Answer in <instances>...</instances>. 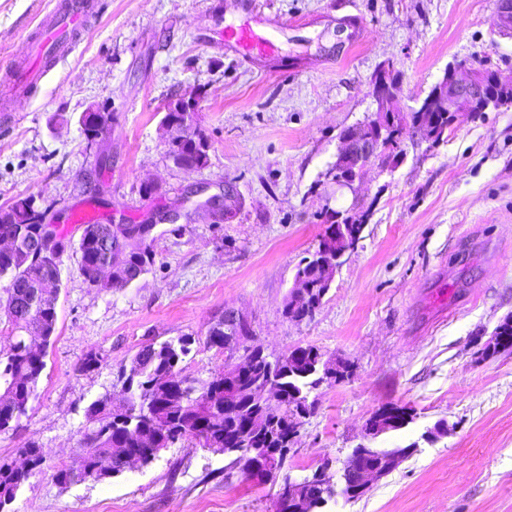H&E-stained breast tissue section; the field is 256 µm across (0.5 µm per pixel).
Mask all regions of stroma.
<instances>
[{
    "label": "stroma",
    "mask_w": 512,
    "mask_h": 512,
    "mask_svg": "<svg viewBox=\"0 0 512 512\" xmlns=\"http://www.w3.org/2000/svg\"><path fill=\"white\" fill-rule=\"evenodd\" d=\"M259 2L298 75L225 48L239 0H105L76 51L0 132V206L32 196L60 212L87 204L136 220L160 207L186 211L157 225L155 262L127 287H89L75 251L61 256L56 332L36 396L18 427L0 433V461L21 462L30 443L45 457L12 512H275L271 484L228 472L224 453L187 441L106 483L53 478L77 466L87 407L120 398L118 373L143 344L194 337L181 375L203 388L227 363L205 344L225 310L248 320L250 344L267 354L313 346L349 366V377L313 391L283 475L299 481L322 466L337 480L373 414L398 406L413 416L373 445L414 442L417 451L362 499L339 495L322 512H512V349L481 354L512 317V110L460 116L432 146L405 140L395 170L369 171L357 191L327 180L340 132L376 108L369 90L383 62L401 75L394 105L404 112L461 62L512 80V36L493 31L497 0ZM56 3L0 0V66L26 55ZM353 15L363 23L357 37ZM189 92L210 143L195 169L173 164L160 127L169 99ZM102 104L112 123L91 150L78 118ZM147 181L158 196L140 195ZM194 190L230 191L232 222L194 211ZM355 201L370 211L357 249L315 315L287 320L284 300L325 211ZM91 351L100 368L79 372ZM441 420L447 433L424 441Z\"/></svg>",
    "instance_id": "obj_1"
}]
</instances>
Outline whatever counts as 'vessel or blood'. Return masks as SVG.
<instances>
[{"instance_id":"1","label":"vessel or blood","mask_w":512,"mask_h":512,"mask_svg":"<svg viewBox=\"0 0 512 512\" xmlns=\"http://www.w3.org/2000/svg\"><path fill=\"white\" fill-rule=\"evenodd\" d=\"M104 7L102 0H58L57 5L37 24L31 37L34 52L31 57L13 63L0 75V115L11 116L17 109L19 95L36 85L56 64L68 58L75 45L85 35L90 17ZM244 18L238 25L224 29V45L243 58H267L279 52L271 29L251 25L258 14L257 0H243Z\"/></svg>"}]
</instances>
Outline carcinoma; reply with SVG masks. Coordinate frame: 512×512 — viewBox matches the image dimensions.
Masks as SVG:
<instances>
[{
    "mask_svg": "<svg viewBox=\"0 0 512 512\" xmlns=\"http://www.w3.org/2000/svg\"><path fill=\"white\" fill-rule=\"evenodd\" d=\"M209 143L198 127L177 147L168 151L174 160L208 161ZM32 197L20 198L0 207V237L10 238L9 245L0 249V280L8 281L3 309L11 344L0 353V433L16 428L27 414L35 395L38 380L45 367L47 347L57 324V298L46 295V288L60 282V255L54 251L39 258L34 255L45 247L42 225L31 223ZM93 231L79 246V266L88 272L106 267V280L98 284L103 290L124 288L148 271L154 262L151 247L141 243L143 233H152L143 224H101L92 222ZM297 276L318 291L325 288L322 274L312 268V262L301 263ZM230 312L219 315L209 329L206 345L224 349V322ZM195 339L179 336L163 342L143 345L135 354L129 374L122 379L130 382L131 390L120 406L112 404V396L93 401L86 409V426L80 441L84 467L92 474L71 475V469L59 468L53 474L56 483L67 485L74 478L83 481L110 480L126 469L120 451L129 452L148 465L162 448H169L189 437L203 448L224 447V436L240 431L241 422L252 408L244 404L232 415H224V370L213 374L203 390L187 402L167 397L164 385L178 384L181 364L191 353ZM299 363L284 359L274 372L286 398L268 403L262 412L272 420L288 417L298 402L296 394L306 393L318 382L313 367L321 357L313 346L300 347ZM251 448H267L270 464L283 469L289 454L288 437H278L273 431H253ZM28 466L0 462V504L13 503L29 477L43 469L41 448L31 443L21 449Z\"/></svg>",
    "mask_w": 512,
    "mask_h": 512,
    "instance_id": "carcinoma-1",
    "label": "carcinoma"
}]
</instances>
